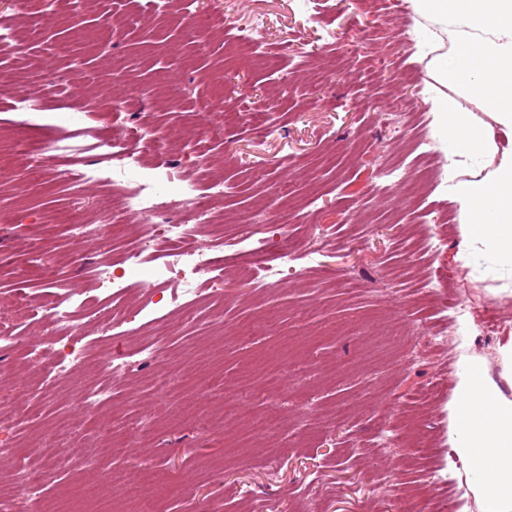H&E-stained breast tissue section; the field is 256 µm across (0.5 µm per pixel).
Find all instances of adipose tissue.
<instances>
[{
  "mask_svg": "<svg viewBox=\"0 0 512 512\" xmlns=\"http://www.w3.org/2000/svg\"><path fill=\"white\" fill-rule=\"evenodd\" d=\"M431 24L415 59L431 81L424 93L448 155L482 160L485 176L456 181L459 233L473 250L492 249L512 267V151H498L490 124L512 129V0H409ZM458 38L444 45L449 31ZM478 112L467 109V102ZM498 375L462 354L448 403L445 440L461 468L448 476L463 491L461 512H512V336L497 346Z\"/></svg>",
  "mask_w": 512,
  "mask_h": 512,
  "instance_id": "1",
  "label": "adipose tissue"
}]
</instances>
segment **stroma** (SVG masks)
<instances>
[{"label":"stroma","instance_id":"1","mask_svg":"<svg viewBox=\"0 0 512 512\" xmlns=\"http://www.w3.org/2000/svg\"><path fill=\"white\" fill-rule=\"evenodd\" d=\"M47 0L0 4L10 24ZM57 17L30 50L58 81L83 75L90 97L112 86L111 59L129 58L137 84L164 89L175 80V102L103 115L100 127H145L168 139L170 161L202 169L224 183V259L217 287L221 319L178 325L179 296L167 308L173 320L168 352L187 376L204 386L174 382L165 400L153 383L158 365L132 350L150 325L135 317L109 332L87 324L95 352L129 355L115 384L117 415L83 406L80 395L96 367L54 376L37 391L40 415L0 414V435L53 454L47 428L60 417L85 427L69 450L70 464L50 470L28 512H133L116 479L128 476L153 493L158 512H459L461 492L448 477L457 458L445 441L448 402L460 350V320L473 324L470 353L497 372V345L512 336V272L490 254L461 257L459 205L452 178H468L475 164L442 149L422 89L425 70L413 60L418 19L408 0H192V13L210 14L209 48L199 55L181 14L153 10L136 25L113 26L114 0L95 11H74L56 0ZM394 11L385 22V11ZM259 27L265 55L232 54L231 42ZM88 96V97H89ZM415 102L418 131L430 140L438 180L425 191L411 184L388 187L374 179L377 167L396 158L399 124L389 115L396 99ZM270 106L273 119L258 130L238 112ZM231 118L221 135L194 145L182 131ZM20 113L0 98V308L15 288H43L33 276L43 255L60 261L76 298L105 290L72 261L94 264L117 258L106 242H89L64 224L68 204L93 221L101 187L70 200L62 172L22 196L27 180L15 165L10 141ZM445 218L448 235L435 256L414 255L423 225ZM287 225L301 247L281 282L254 288L236 276L250 254L248 237L268 236ZM435 279L448 302L434 317L414 298L405 269ZM393 321L413 332L407 353L378 345L372 331ZM237 395L225 400V387ZM430 391L421 404L422 391ZM195 400L220 414L213 433L200 434L177 409ZM277 410L281 422L245 447L233 446L247 424ZM124 435L125 451L108 456L98 444ZM409 486L407 496H384L382 486Z\"/></svg>","mask_w":512,"mask_h":512}]
</instances>
